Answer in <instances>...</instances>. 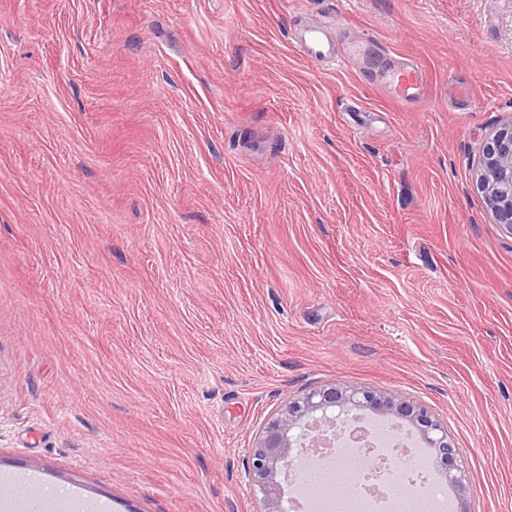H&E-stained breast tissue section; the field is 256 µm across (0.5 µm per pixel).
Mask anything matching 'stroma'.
<instances>
[{
	"label": "stroma",
	"instance_id": "stroma-1",
	"mask_svg": "<svg viewBox=\"0 0 512 512\" xmlns=\"http://www.w3.org/2000/svg\"><path fill=\"white\" fill-rule=\"evenodd\" d=\"M511 117L512 0H0V500L262 512L249 448L336 382L512 512ZM300 47L312 59L333 63L336 66L346 64V58L336 59V52L331 48L328 39L318 27H313L305 32ZM424 82L422 70L415 65L400 68L394 75V83L398 88L396 98L401 103H411L420 97ZM476 183L497 224L512 231V118L485 143Z\"/></svg>",
	"mask_w": 512,
	"mask_h": 512
}]
</instances>
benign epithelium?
Wrapping results in <instances>:
<instances>
[{
	"mask_svg": "<svg viewBox=\"0 0 512 512\" xmlns=\"http://www.w3.org/2000/svg\"><path fill=\"white\" fill-rule=\"evenodd\" d=\"M476 183L499 224L512 230V120L496 130L483 147ZM372 410L379 416L408 424L424 447L432 450L444 483L458 494L460 512L470 493L461 467V450L448 437L440 420L423 404L388 392L332 383L288 400L267 422L249 452L248 478L262 494L264 512H286L279 477L292 460L294 431L308 426L316 414L347 420L355 410Z\"/></svg>",
	"mask_w": 512,
	"mask_h": 512,
	"instance_id": "7a95c632",
	"label": "benign epithelium"
}]
</instances>
